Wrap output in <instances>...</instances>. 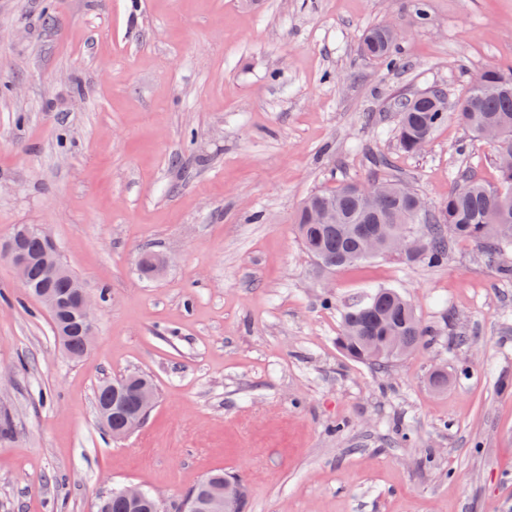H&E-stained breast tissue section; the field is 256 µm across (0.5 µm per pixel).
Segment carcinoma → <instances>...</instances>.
I'll return each mask as SVG.
<instances>
[{"mask_svg":"<svg viewBox=\"0 0 512 512\" xmlns=\"http://www.w3.org/2000/svg\"><path fill=\"white\" fill-rule=\"evenodd\" d=\"M396 44L378 26L368 28L360 37L361 55L391 67L400 64ZM512 69L489 67L481 72L461 100L463 109L450 112L440 100L428 94L419 98L403 97L398 103L400 119L397 140L406 154L417 153V143L425 132L433 135L454 117L475 136L483 127L499 129L494 153L512 150ZM493 186L484 183L474 172H456L448 195L437 209L426 215L413 210V193L398 178L384 179L387 188L370 200L355 191V183L342 182L316 190L301 203L295 219L300 243L307 254L327 270H336L360 262L357 253L365 234H382L409 230L423 243L422 250L407 261L431 267L448 258V236L471 241L490 255L512 250V170L497 169ZM53 288L64 298L70 296L66 280L48 281L42 270L32 269L26 291L34 295L39 288ZM58 322L69 333L65 336L67 355L76 360L88 347L72 307L65 304L57 314ZM433 330L424 326L406 297L394 288H376L348 306L342 314L340 349L350 358L379 369L419 348ZM209 478L224 487L228 508L243 512L245 499H237L240 478L214 472ZM96 512H150L146 502H128L108 494L98 500Z\"/></svg>","mask_w":512,"mask_h":512,"instance_id":"obj_1","label":"carcinoma"}]
</instances>
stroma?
<instances>
[{"mask_svg": "<svg viewBox=\"0 0 512 512\" xmlns=\"http://www.w3.org/2000/svg\"><path fill=\"white\" fill-rule=\"evenodd\" d=\"M375 24L406 29L405 67L360 55ZM490 66L512 67V0H0V242L47 230L98 301L70 359L0 259V512H95L129 484L170 508L218 469L244 512H512V252L328 271L294 224L382 156L431 207L457 171L496 184L455 120L418 154L394 137L398 96L453 104ZM374 287L434 331L383 373L336 344ZM132 373L156 402L115 440L95 393Z\"/></svg>", "mask_w": 512, "mask_h": 512, "instance_id": "stroma-1", "label": "stroma"}]
</instances>
